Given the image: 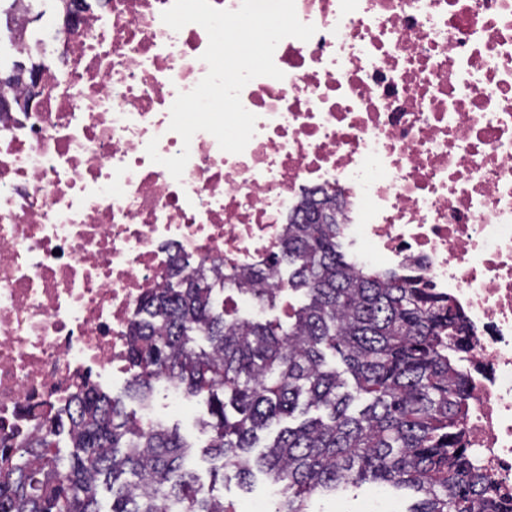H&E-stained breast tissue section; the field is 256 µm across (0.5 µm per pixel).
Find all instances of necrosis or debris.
Here are the masks:
<instances>
[{"instance_id": "obj_1", "label": "necrosis or debris", "mask_w": 512, "mask_h": 512, "mask_svg": "<svg viewBox=\"0 0 512 512\" xmlns=\"http://www.w3.org/2000/svg\"><path fill=\"white\" fill-rule=\"evenodd\" d=\"M55 49L40 106L0 112V445L73 382L113 380L141 297L175 256L266 268L305 190L335 198L356 268L394 272L464 317L472 401L463 440L512 507V0H295L309 41L284 79L241 92L242 153L209 133L181 179L178 93L207 74L206 30L173 0H97Z\"/></svg>"}]
</instances>
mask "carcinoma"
Wrapping results in <instances>:
<instances>
[{
	"label": "carcinoma",
	"instance_id": "1",
	"mask_svg": "<svg viewBox=\"0 0 512 512\" xmlns=\"http://www.w3.org/2000/svg\"><path fill=\"white\" fill-rule=\"evenodd\" d=\"M325 208L336 205L317 192L300 202L267 273L175 260L130 321L125 397L145 408L168 379L207 394L206 452L244 484L259 472L277 486L272 512H313L314 495L366 482L411 491L409 512H495L463 443L462 315L429 288L351 266ZM226 282L261 304L285 286L304 303L286 326L231 316ZM191 454L178 428L85 380L32 437L0 445V512H234L199 485Z\"/></svg>",
	"mask_w": 512,
	"mask_h": 512
}]
</instances>
